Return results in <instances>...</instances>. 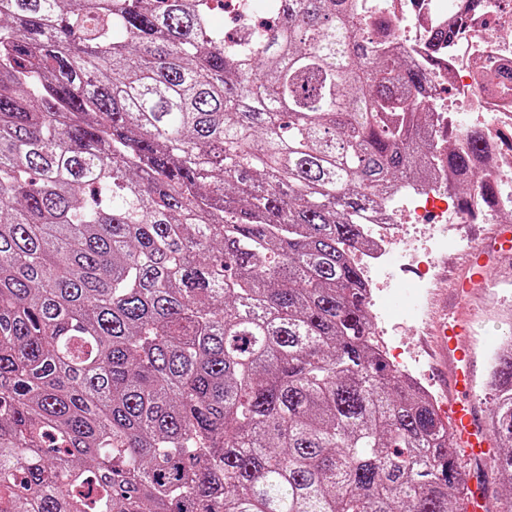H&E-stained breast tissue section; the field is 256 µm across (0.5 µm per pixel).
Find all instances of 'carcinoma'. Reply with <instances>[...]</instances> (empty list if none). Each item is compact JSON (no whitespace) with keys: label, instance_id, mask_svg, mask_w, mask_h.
<instances>
[{"label":"carcinoma","instance_id":"1","mask_svg":"<svg viewBox=\"0 0 512 512\" xmlns=\"http://www.w3.org/2000/svg\"><path fill=\"white\" fill-rule=\"evenodd\" d=\"M0 0V512H466L352 250L411 184L492 190L355 0ZM512 512V337L490 374ZM509 488L503 498L499 487Z\"/></svg>","mask_w":512,"mask_h":512}]
</instances>
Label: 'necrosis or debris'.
<instances>
[{
	"mask_svg": "<svg viewBox=\"0 0 512 512\" xmlns=\"http://www.w3.org/2000/svg\"><path fill=\"white\" fill-rule=\"evenodd\" d=\"M362 16L386 15L400 27L397 43L415 62L438 58L443 67L429 91L437 99L443 86H452L456 98L439 103L435 120L452 124L460 112H485L483 129L490 148L486 172L499 179L512 174V90L488 91L478 82L480 73L502 72L512 67V0H484L482 8H469L468 0H359ZM451 30L448 40H435L440 29ZM512 205V194L485 202L475 198L470 211L440 209L446 231L433 238L429 258L458 249L464 224H492L502 208ZM370 243L361 255L375 268L387 267L392 258L412 259L410 248L401 241L393 208L381 209L369 226Z\"/></svg>",
	"mask_w": 512,
	"mask_h": 512,
	"instance_id": "1",
	"label": "necrosis or debris"
}]
</instances>
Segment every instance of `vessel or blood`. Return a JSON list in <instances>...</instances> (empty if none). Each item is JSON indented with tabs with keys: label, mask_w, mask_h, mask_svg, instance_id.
I'll use <instances>...</instances> for the list:
<instances>
[{
	"label": "vessel or blood",
	"mask_w": 512,
	"mask_h": 512,
	"mask_svg": "<svg viewBox=\"0 0 512 512\" xmlns=\"http://www.w3.org/2000/svg\"><path fill=\"white\" fill-rule=\"evenodd\" d=\"M482 248H475L468 259L466 276L452 280V298L468 294L475 285L490 284L489 269L481 264ZM436 351L442 364L452 366L447 381L450 402V439L454 447L465 449L477 466L493 458V443L485 414L476 404L477 385L465 329L458 318L447 317L434 330Z\"/></svg>",
	"instance_id": "1"
}]
</instances>
